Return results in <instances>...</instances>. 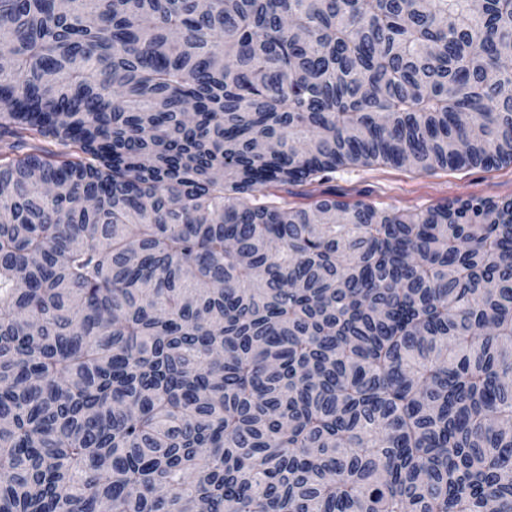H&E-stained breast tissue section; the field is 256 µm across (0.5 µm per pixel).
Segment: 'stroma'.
I'll return each mask as SVG.
<instances>
[{"label":"stroma","instance_id":"1","mask_svg":"<svg viewBox=\"0 0 512 512\" xmlns=\"http://www.w3.org/2000/svg\"><path fill=\"white\" fill-rule=\"evenodd\" d=\"M319 196L409 211L457 199L512 198V164L489 171L464 168L431 175L406 167L349 166L336 170L328 180L288 189V201L294 206L307 205Z\"/></svg>","mask_w":512,"mask_h":512}]
</instances>
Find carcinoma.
Listing matches in <instances>:
<instances>
[{
  "instance_id": "1",
  "label": "carcinoma",
  "mask_w": 512,
  "mask_h": 512,
  "mask_svg": "<svg viewBox=\"0 0 512 512\" xmlns=\"http://www.w3.org/2000/svg\"><path fill=\"white\" fill-rule=\"evenodd\" d=\"M0 512H512V0H0ZM30 141L26 153L18 144ZM319 196L409 211L457 199L512 198V164L489 171L439 170L431 175L406 167L358 165L340 168L320 184L288 186V202L293 206H305Z\"/></svg>"
}]
</instances>
